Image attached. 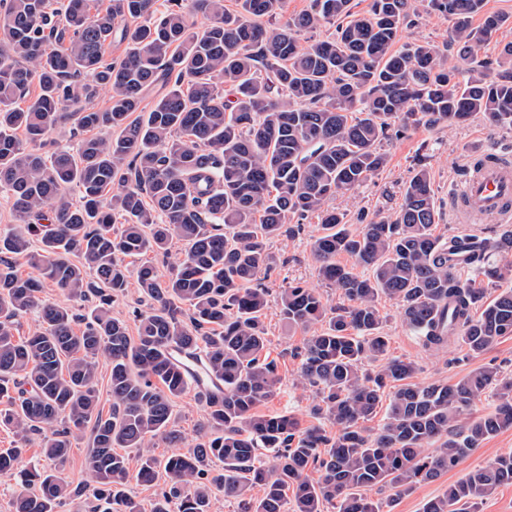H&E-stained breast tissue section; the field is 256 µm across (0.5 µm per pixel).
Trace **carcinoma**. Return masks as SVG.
Returning <instances> with one entry per match:
<instances>
[{
	"instance_id": "1",
	"label": "carcinoma",
	"mask_w": 512,
	"mask_h": 512,
	"mask_svg": "<svg viewBox=\"0 0 512 512\" xmlns=\"http://www.w3.org/2000/svg\"><path fill=\"white\" fill-rule=\"evenodd\" d=\"M284 0H0V193L13 200L17 225L0 235V422L19 448L0 452L25 492L15 512H55L81 498L88 512H143L125 488L128 458L139 451L136 479L167 482L150 512H211L216 495L238 512H383L367 492L400 496L422 480L459 466L468 452L512 428V378L495 366L451 384L409 383L418 368L385 359L378 301H395L403 321L429 350L453 340L478 356L512 335V231L495 238L434 234L437 203L427 164L419 161L392 214L360 219L354 230L327 205L387 164L379 149L416 123L451 126L484 116L512 126V43L498 58L479 51L512 15L485 11V0H371L356 17L351 0H312L282 18ZM209 21L200 29L191 15ZM454 20L460 74L430 41L395 48L402 28L424 13ZM481 17L479 25L473 18ZM329 24L324 39L302 36ZM126 43L107 61L106 42ZM38 93L16 101L31 84ZM167 88L147 112L154 86ZM110 90L108 105L93 100ZM233 100H224L223 88ZM70 122L84 133L74 145L43 151L45 137ZM75 190L77 200L67 196ZM314 215L323 234L311 246L321 280L346 301L330 307L312 288L281 289L282 319L304 330L298 383L316 389L337 432L303 430L291 415L257 412L280 389L263 357L268 289L276 264L268 244L288 217ZM167 279L125 258L171 256ZM464 251L475 278L463 280L450 258ZM347 254L365 272L336 263ZM496 260H490L491 255ZM25 259L41 279L24 278ZM136 276L151 311L134 312L137 335L112 316L111 304ZM496 293L476 286V279ZM92 307L85 314L41 296L43 282ZM33 313L42 331L15 335ZM200 365L221 394L206 402L198 441L159 461L155 441H183L174 405L187 390L184 361ZM386 360L370 371L366 364ZM109 369L112 408H100L99 366ZM390 388L383 426L364 423ZM494 397L492 411L473 404ZM91 432L88 480L61 473L73 441ZM38 436L55 470L25 461ZM433 444L434 451L425 452ZM264 448L267 455L258 450ZM319 468L318 479L308 471ZM512 484V453L469 471L428 500L422 512H478L479 500ZM259 485L262 495L251 488Z\"/></svg>"
}]
</instances>
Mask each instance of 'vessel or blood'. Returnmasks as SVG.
Here are the masks:
<instances>
[{"instance_id": "1", "label": "vessel or blood", "mask_w": 512, "mask_h": 512, "mask_svg": "<svg viewBox=\"0 0 512 512\" xmlns=\"http://www.w3.org/2000/svg\"><path fill=\"white\" fill-rule=\"evenodd\" d=\"M481 165L456 184L452 196L458 202L460 224L512 222V158L495 151L481 152Z\"/></svg>"}]
</instances>
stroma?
<instances>
[{
  "instance_id": "1",
  "label": "stroma",
  "mask_w": 512,
  "mask_h": 512,
  "mask_svg": "<svg viewBox=\"0 0 512 512\" xmlns=\"http://www.w3.org/2000/svg\"><path fill=\"white\" fill-rule=\"evenodd\" d=\"M451 34V20L447 16L431 13L422 15L414 25L404 28L400 40L404 43L431 41L445 47L449 66L466 70V63L459 59L455 47L451 45ZM483 144L512 157V127L494 126L481 117L450 128L416 126L404 136L384 140L381 150L388 157L386 166L354 190L338 193L332 205L337 211L345 213L348 223L352 225L356 224L357 215L362 211L372 216L393 213L402 202L404 182L417 160L423 158L428 163L438 198L436 235L443 238L461 233L482 238L498 236L502 228L497 224L456 223L454 207L449 200L466 158L475 147ZM286 227V232L269 244L270 252L277 258V265L266 280L267 288L275 292L288 284L301 283L319 289L330 305L341 304L339 293L320 282L317 263L311 253L313 239L323 233L319 219L311 216L301 220L294 216L288 219ZM379 309L385 318L382 333L389 338L388 354L418 365L415 384L451 383L473 369L488 364L512 376V336L501 339L488 352L476 358L455 344L434 352L424 348L421 337L403 323L395 302L381 299ZM266 324L267 353L277 365L281 386L271 399L260 406V413L290 414L299 420L302 427L318 428L327 435H335V425L325 415L315 411L317 400L313 389L303 388L296 383L305 331L300 328L288 329L273 306L268 309ZM508 452H512V429L485 440L465 457L459 468L437 479L416 483L398 499H391L389 490L385 488L371 490L370 496L387 503L390 512H421L424 503L441 495L448 483Z\"/></svg>"
}]
</instances>
